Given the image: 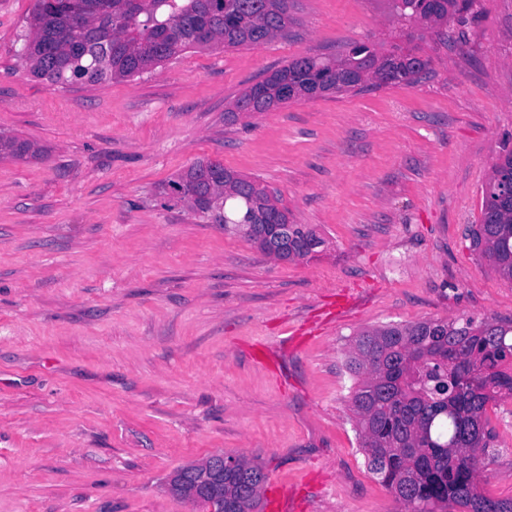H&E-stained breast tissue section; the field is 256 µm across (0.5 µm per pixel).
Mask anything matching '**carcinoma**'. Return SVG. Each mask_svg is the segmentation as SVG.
Instances as JSON below:
<instances>
[{
  "instance_id": "1",
  "label": "carcinoma",
  "mask_w": 512,
  "mask_h": 512,
  "mask_svg": "<svg viewBox=\"0 0 512 512\" xmlns=\"http://www.w3.org/2000/svg\"><path fill=\"white\" fill-rule=\"evenodd\" d=\"M478 0H396L400 18L433 30L446 41ZM288 0H35L17 59L55 84L125 80L188 49L255 47L288 35ZM430 60L414 48L354 44L336 57L293 59L246 90L224 113L270 112L303 98L413 85ZM288 86V96L281 87ZM42 150L17 136L0 135V157L23 160ZM164 191L190 203L202 220L246 225L245 236L272 255L264 222L286 211L268 190L219 161L199 160ZM471 249L512 283V149L493 164L483 189L481 220L469 228ZM323 240L305 224L288 225V255L305 259ZM346 369L349 402L365 463L403 505L404 512H512V499L479 491L482 461L495 439L486 405L512 395V323L471 318L425 319L365 329L350 340ZM266 475L238 458L224 477L228 512H253Z\"/></svg>"
}]
</instances>
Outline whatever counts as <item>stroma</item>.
Here are the masks:
<instances>
[{
	"instance_id": "stroma-1",
	"label": "stroma",
	"mask_w": 512,
	"mask_h": 512,
	"mask_svg": "<svg viewBox=\"0 0 512 512\" xmlns=\"http://www.w3.org/2000/svg\"><path fill=\"white\" fill-rule=\"evenodd\" d=\"M34 0H0V512H202L180 467L242 456L300 512H402L367 469L345 368L359 330L512 321V284L465 238L512 149V0L444 43L393 0H291L284 38L190 49L123 81L61 87L15 57ZM415 46L412 86L225 121L295 58ZM199 159L258 178L318 253L279 261L160 187ZM481 493L512 498V397ZM42 150L33 143L17 136L0 135V157L23 160L40 156Z\"/></svg>"
}]
</instances>
